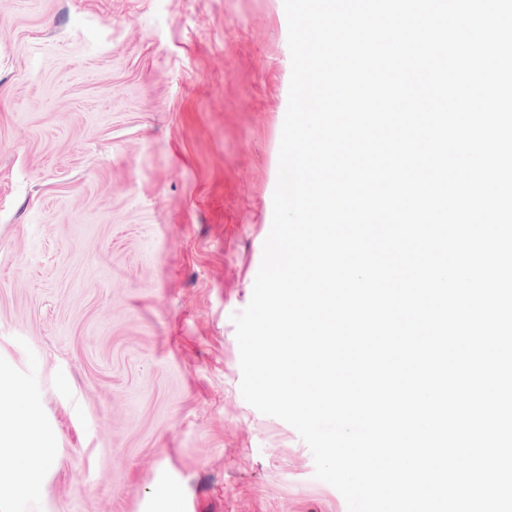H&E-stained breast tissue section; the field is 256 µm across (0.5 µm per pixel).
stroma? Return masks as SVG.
Masks as SVG:
<instances>
[{
  "mask_svg": "<svg viewBox=\"0 0 512 512\" xmlns=\"http://www.w3.org/2000/svg\"><path fill=\"white\" fill-rule=\"evenodd\" d=\"M283 0H0V366L54 453L0 512H347L240 391Z\"/></svg>",
  "mask_w": 512,
  "mask_h": 512,
  "instance_id": "35a3bbf8",
  "label": "stroma"
}]
</instances>
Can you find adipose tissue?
I'll return each mask as SVG.
<instances>
[{
    "label": "adipose tissue",
    "instance_id": "obj_1",
    "mask_svg": "<svg viewBox=\"0 0 512 512\" xmlns=\"http://www.w3.org/2000/svg\"><path fill=\"white\" fill-rule=\"evenodd\" d=\"M1 440L15 442L17 456L12 466L0 469V485L10 486L19 493L32 490L52 452V442L33 405L0 410Z\"/></svg>",
    "mask_w": 512,
    "mask_h": 512
}]
</instances>
